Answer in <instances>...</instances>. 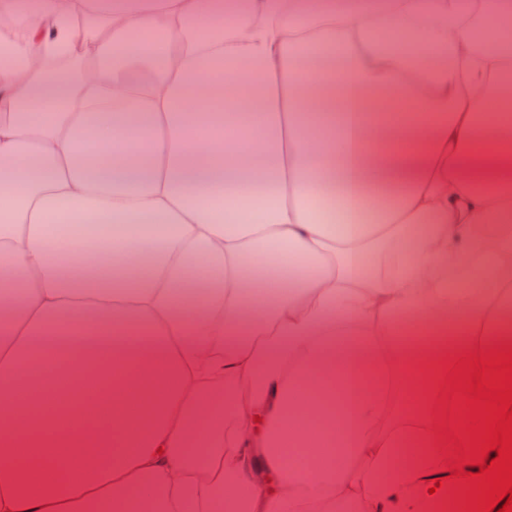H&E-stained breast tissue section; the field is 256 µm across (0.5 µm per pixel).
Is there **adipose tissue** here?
Listing matches in <instances>:
<instances>
[{"label":"adipose tissue","instance_id":"1","mask_svg":"<svg viewBox=\"0 0 512 512\" xmlns=\"http://www.w3.org/2000/svg\"><path fill=\"white\" fill-rule=\"evenodd\" d=\"M85 6L76 86L67 0H0V512L447 501L433 383L512 341V5L464 61L467 0ZM397 364L432 428L379 433ZM76 1L74 10L69 18V24L76 34V39L72 48L68 52L52 55L47 59L46 67L51 71H61L67 66L72 57L84 55V46L87 43V21L82 13L79 3L83 0Z\"/></svg>","mask_w":512,"mask_h":512}]
</instances>
